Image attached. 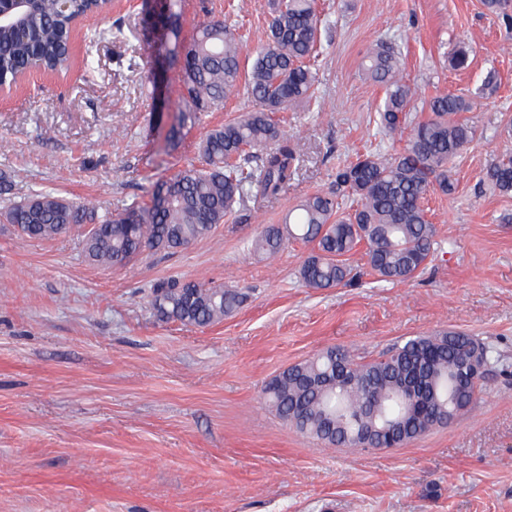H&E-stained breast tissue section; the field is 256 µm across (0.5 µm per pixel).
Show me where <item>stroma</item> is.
Returning <instances> with one entry per match:
<instances>
[{"label": "stroma", "instance_id": "obj_1", "mask_svg": "<svg viewBox=\"0 0 512 512\" xmlns=\"http://www.w3.org/2000/svg\"><path fill=\"white\" fill-rule=\"evenodd\" d=\"M317 99L275 116L307 150L287 192L243 209L177 251L121 268L88 261L78 239L21 237L0 223V512H512V194L487 165L512 154V24L483 0H319ZM155 0H112L78 28L64 75L0 94V212L37 190L94 202L100 214L148 202L152 185L200 164L205 132L166 136L182 102L176 68L149 78ZM181 39L213 15L236 29L250 67L267 0H178ZM391 43L424 98L469 97L474 141L454 161V193L430 195L432 261L417 277L356 276L305 287L311 248L274 257L248 245L308 194L329 191L355 153H392L406 133L378 131L383 92L359 68ZM470 50L467 68L450 58ZM174 279L247 291L205 327L158 317L155 286ZM467 331L494 346L476 407L399 448H336L301 434L265 403V383L332 346L371 361L413 336Z\"/></svg>", "mask_w": 512, "mask_h": 512}]
</instances>
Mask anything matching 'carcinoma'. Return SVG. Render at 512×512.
<instances>
[{"instance_id":"cac0c4a2","label":"carcinoma","mask_w":512,"mask_h":512,"mask_svg":"<svg viewBox=\"0 0 512 512\" xmlns=\"http://www.w3.org/2000/svg\"><path fill=\"white\" fill-rule=\"evenodd\" d=\"M107 0H72L66 11L57 0H33L24 16L26 37L10 18L0 22V85L17 82L29 61L50 72L71 67L68 39L78 20L109 10ZM180 15L160 24L168 64L179 66L184 109L168 130L181 142L184 129L246 91L256 108L211 128L201 142L204 165H189L156 183L146 206L129 207L104 218L95 208L51 192H40L5 214L29 238L51 239L67 232L81 237L93 263L123 267L145 250H177L207 237L248 202L279 196L294 179L304 146L282 136L272 119L310 102L315 95V59L321 38L316 0H271L268 29L242 71V44L222 18L201 22L182 55L169 48L179 41ZM365 81L385 88L375 123L395 133L407 125L418 94L407 82L395 49L375 43L361 68ZM431 115L415 123L403 150L367 154L336 167L327 193L302 198L281 224L264 227L251 241L259 257L272 255L290 240L313 245L300 270L308 288H333L351 281L347 256L365 242L367 264L384 281L414 278L435 252L436 228L423 199L429 192L455 190L450 163L473 140L475 129L461 118L471 109L464 96L446 93L427 103ZM502 194H512V157L492 162L486 173ZM353 200L351 212L341 199ZM247 295L238 289L209 288L197 281L172 280L154 289L151 305L165 319L199 327L236 311ZM485 369L497 361L494 347L462 331L411 337L369 362L344 348L330 347L275 375L262 394L296 431L339 448L377 446L393 438L403 445L466 412L474 405L484 375L471 377L468 364Z\"/></svg>"}]
</instances>
